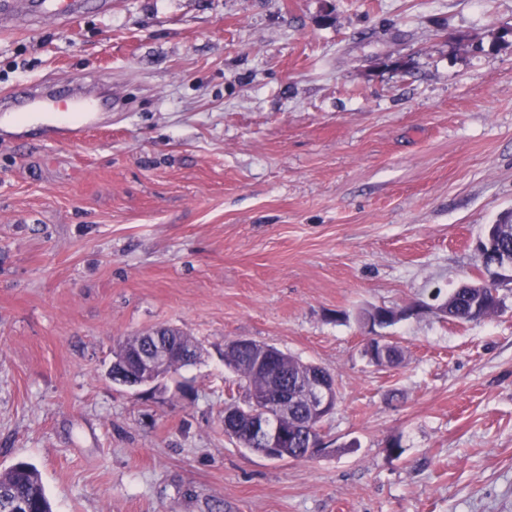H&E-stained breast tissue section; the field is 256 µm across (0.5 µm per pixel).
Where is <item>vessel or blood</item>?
Returning <instances> with one entry per match:
<instances>
[{
    "label": "vessel or blood",
    "instance_id": "1",
    "mask_svg": "<svg viewBox=\"0 0 512 512\" xmlns=\"http://www.w3.org/2000/svg\"><path fill=\"white\" fill-rule=\"evenodd\" d=\"M86 9V0H0V27L7 26L17 13L29 11L33 20L71 22ZM61 112H74L82 126L95 124L98 101L92 97L73 98L46 93L38 88H23L0 98V126L13 127L17 115L40 114L50 118Z\"/></svg>",
    "mask_w": 512,
    "mask_h": 512
}]
</instances>
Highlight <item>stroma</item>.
Returning <instances> with one entry per match:
<instances>
[{
  "mask_svg": "<svg viewBox=\"0 0 512 512\" xmlns=\"http://www.w3.org/2000/svg\"><path fill=\"white\" fill-rule=\"evenodd\" d=\"M94 90L83 138L0 130V472L53 512H512V293L387 328L484 274L512 214V0H112L0 30V93ZM174 327L199 358L153 388L120 339ZM326 368L330 453L224 433V343ZM399 439L401 456L386 445ZM490 225L486 237L480 241L479 246L485 249L490 247L488 254L490 261H503L504 258H507L512 265V233L510 228L503 225L494 229ZM503 302L495 298L491 291L484 288H457L449 294V300L439 301L429 307L444 318L450 317L463 322H479L502 310ZM377 336V334L370 336L366 342L367 357L377 367L391 368L396 363L394 350L391 345ZM372 339L377 340V347ZM0 490L29 503L31 512H52L39 472L30 464L17 462L0 473ZM30 512L24 502L4 497L0 500V512Z\"/></svg>",
  "mask_w": 512,
  "mask_h": 512,
  "instance_id": "obj_1",
  "label": "stroma"
}]
</instances>
